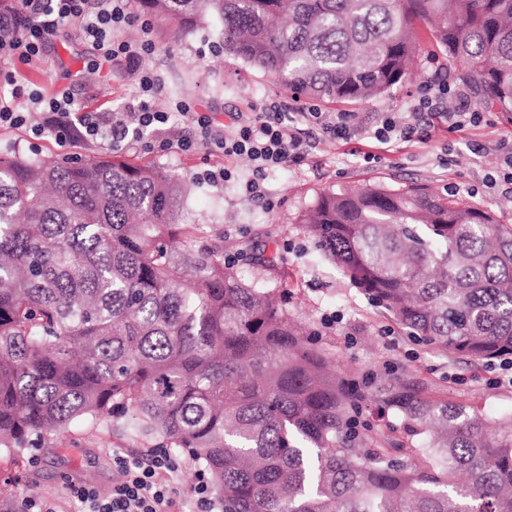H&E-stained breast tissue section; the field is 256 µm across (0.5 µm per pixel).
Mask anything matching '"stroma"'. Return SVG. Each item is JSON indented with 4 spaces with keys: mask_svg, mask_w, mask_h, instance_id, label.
Here are the masks:
<instances>
[{
    "mask_svg": "<svg viewBox=\"0 0 512 512\" xmlns=\"http://www.w3.org/2000/svg\"><path fill=\"white\" fill-rule=\"evenodd\" d=\"M128 10L132 22L114 29L112 37L132 44L152 43L141 70L128 69L120 59L104 58L81 37L79 20L72 19L51 38L40 59L0 64V70L13 76L12 84L0 82V95L10 94L15 86L48 96L67 88L84 110L93 112H120L125 105L147 98L156 109L173 113V135L178 139L197 136L195 127L176 115L180 103L208 114L218 125L230 124L231 114L247 116L273 103L285 112L300 110V102L274 77L224 51L216 33L217 20L184 29L174 21L148 19L140 0H129ZM438 71L447 74L450 87L475 95L457 62L423 46L409 79L380 99L353 105L360 125L351 139L334 140L317 129L306 131L305 160L268 171L260 199L244 190L252 177L247 158H227L203 147L188 152L129 149L107 142L73 147L50 137L32 138L22 128L0 127V153L79 162L112 156L178 174L191 186L179 223L201 225L208 243L222 247L225 253H248L251 260L241 267L248 280L258 273L253 257L278 253L276 269L263 274L265 287L287 292L289 315L316 333L318 346L333 359L337 370L358 380L368 373L405 372L428 396L490 415L512 410V373L501 371L496 363H471L414 341L335 265L319 256L298 222L315 199L329 191L418 183L450 199L487 209L498 223L512 224V196L486 182L502 163L503 145L512 143V119L497 108H486L479 125L452 131L445 114L455 101L445 99L443 113L434 117L432 136L424 143L395 140L381 145L366 134L382 113L410 111L421 84ZM146 74L154 80L148 93L141 85ZM369 153L375 154V162H365ZM224 167L232 170L231 181L214 185L201 180L204 171ZM498 376L502 384L491 385V378ZM154 445V440L133 436L108 421L49 435L43 447L25 451L7 493L0 495V512H23L24 498L32 495L49 503L54 512H81V503L69 495L71 483L108 494L119 478L113 453L141 456L153 451Z\"/></svg>",
    "mask_w": 512,
    "mask_h": 512,
    "instance_id": "stroma-1",
    "label": "stroma"
}]
</instances>
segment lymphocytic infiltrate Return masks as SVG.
<instances>
[{"instance_id": "lymphocytic-infiltrate-1", "label": "lymphocytic infiltrate", "mask_w": 512, "mask_h": 512, "mask_svg": "<svg viewBox=\"0 0 512 512\" xmlns=\"http://www.w3.org/2000/svg\"><path fill=\"white\" fill-rule=\"evenodd\" d=\"M127 4L128 0H14L12 7L0 14V61L38 57L59 26L76 18L81 22L84 37L105 57L121 58L128 67L140 69L148 44L133 45L112 38L113 28L131 19ZM447 95L446 82L426 83L418 92L412 112L404 117L395 112L384 113L371 129V138L382 144L397 138L428 141L431 125L426 117ZM29 100L39 110L37 120H30L28 113L5 101L0 103V126H24L34 136H48L63 145L79 140L129 144L139 142L147 134L161 149L190 151L202 144L227 157H248L253 163L248 190L256 197L261 194L259 181L268 170L301 161L298 124L318 128L336 140L349 138L355 128L354 113L320 112L312 105L292 116L284 112H256L234 120L228 129L215 126L209 117L192 112L189 106H179L180 116L199 129V139L194 142L173 139L170 113L154 109L146 100L140 101L133 112L83 111L66 89L48 99L34 92ZM113 462L122 477L113 484L110 494L100 495L86 485H70L71 497L84 504L87 512H174L177 466L169 454L156 452L134 459L117 456Z\"/></svg>"}]
</instances>
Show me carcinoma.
I'll return each instance as SVG.
<instances>
[{"label":"carcinoma","mask_w":512,"mask_h":512,"mask_svg":"<svg viewBox=\"0 0 512 512\" xmlns=\"http://www.w3.org/2000/svg\"><path fill=\"white\" fill-rule=\"evenodd\" d=\"M297 101L361 103L404 81L422 37L480 102L512 112V0H142ZM176 174L115 159L0 156V462L109 420L181 448L222 512H512V411L367 393L176 218ZM320 255L419 341L512 357V225L424 186L320 195L299 218ZM399 422L356 430L363 404Z\"/></svg>","instance_id":"carcinoma-1"}]
</instances>
